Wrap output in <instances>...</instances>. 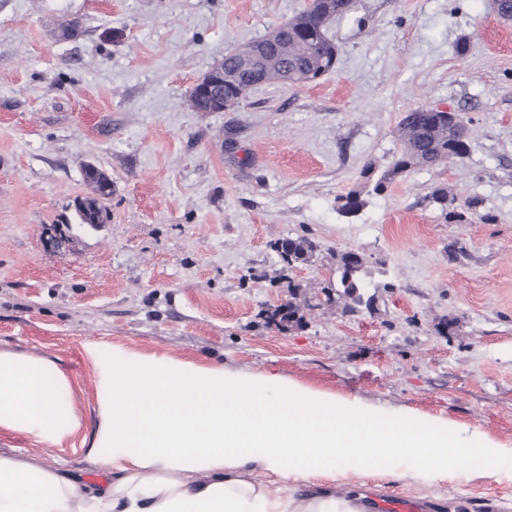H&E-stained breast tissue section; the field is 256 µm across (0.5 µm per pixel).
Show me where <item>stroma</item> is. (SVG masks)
I'll use <instances>...</instances> for the list:
<instances>
[{"label":"stroma","instance_id":"1","mask_svg":"<svg viewBox=\"0 0 512 512\" xmlns=\"http://www.w3.org/2000/svg\"><path fill=\"white\" fill-rule=\"evenodd\" d=\"M304 5L0 0V352L62 374L80 420L58 444L0 428V455L111 482L94 445L106 391L93 344L274 377L512 447V21L493 0H356L329 30L332 73L259 85L232 110L190 107L201 76ZM420 105L469 121L465 157L374 194ZM90 163L112 182L110 219L81 227ZM439 187L459 218L432 202ZM352 190L364 205L341 214L336 198ZM62 219L73 235L52 242ZM301 236L314 255L286 266L274 245ZM346 251L364 257L378 297L354 315L325 301ZM291 300L300 324L268 322ZM335 485L427 512L451 500L512 512V471L478 477L463 462L430 481L385 461Z\"/></svg>","mask_w":512,"mask_h":512}]
</instances>
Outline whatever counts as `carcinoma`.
I'll return each instance as SVG.
<instances>
[{
    "label": "carcinoma",
    "instance_id": "carcinoma-1",
    "mask_svg": "<svg viewBox=\"0 0 512 512\" xmlns=\"http://www.w3.org/2000/svg\"><path fill=\"white\" fill-rule=\"evenodd\" d=\"M331 17L317 11L300 13L292 18L288 27V41L292 42L291 55L301 63L307 77L305 82L315 81L321 72H328L335 67L338 47L327 36V24ZM401 153L395 158L388 174L378 179L373 185V192L378 194L387 188L388 180L410 171L423 164L438 165L463 157L462 143L459 139L448 136L444 121L432 113V109L418 106L404 117L401 126ZM84 179L91 188V193L78 203L77 216L82 224H105L108 211L104 200L112 192L105 191L103 181L106 174L94 165L84 169ZM433 202L437 203L449 219L459 217L457 199L448 194V189L440 188L432 194ZM339 210L345 214L357 212L363 205L360 194L350 191L337 197ZM282 251L278 252L281 261L292 267L306 262L312 253L313 244L305 237L289 238L278 244ZM363 257H356L351 252L341 253L337 259L338 278L336 280V296H327V301L341 307L345 314H355L359 308H370L375 297L365 295L366 282L361 278L364 272Z\"/></svg>",
    "mask_w": 512,
    "mask_h": 512
}]
</instances>
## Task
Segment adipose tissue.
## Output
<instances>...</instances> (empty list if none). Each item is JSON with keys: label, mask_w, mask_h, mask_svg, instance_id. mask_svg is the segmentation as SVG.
<instances>
[{"label": "adipose tissue", "mask_w": 512, "mask_h": 512, "mask_svg": "<svg viewBox=\"0 0 512 512\" xmlns=\"http://www.w3.org/2000/svg\"><path fill=\"white\" fill-rule=\"evenodd\" d=\"M87 355L108 395L96 444L109 449L111 482L87 491L23 460L0 457V512H365L359 496L313 483L355 463L415 460L424 477L447 476L455 459L491 474L512 466V448L478 436L443 438L429 417L393 416L220 366L94 345ZM64 376L0 352V428L59 442L80 420L67 409ZM265 471L284 485L253 481Z\"/></svg>", "instance_id": "obj_1"}]
</instances>
